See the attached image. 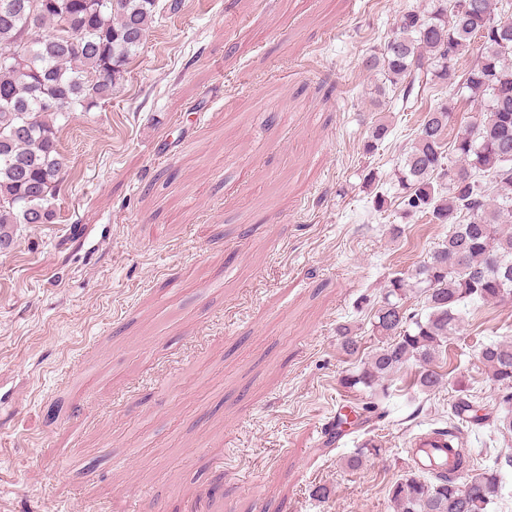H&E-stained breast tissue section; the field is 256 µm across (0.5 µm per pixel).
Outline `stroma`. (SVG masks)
<instances>
[{"instance_id":"stroma-1","label":"stroma","mask_w":512,"mask_h":512,"mask_svg":"<svg viewBox=\"0 0 512 512\" xmlns=\"http://www.w3.org/2000/svg\"><path fill=\"white\" fill-rule=\"evenodd\" d=\"M424 0H159L109 102L57 133L66 173L49 224L0 248V512H393L416 435L457 424L477 468H500L490 512H512V436L457 422L459 395L495 413L480 344L512 341V301H474L441 348L433 394L410 364L382 417L322 445L354 403L339 325L370 336L386 280L447 235L399 220L363 179L391 174L437 97L393 113L361 146L390 90L363 70L395 16ZM86 368L82 388L66 382ZM465 393H458L457 381ZM382 457L345 466L367 437ZM327 485L328 499L310 490ZM81 489L82 500L70 497Z\"/></svg>"}]
</instances>
